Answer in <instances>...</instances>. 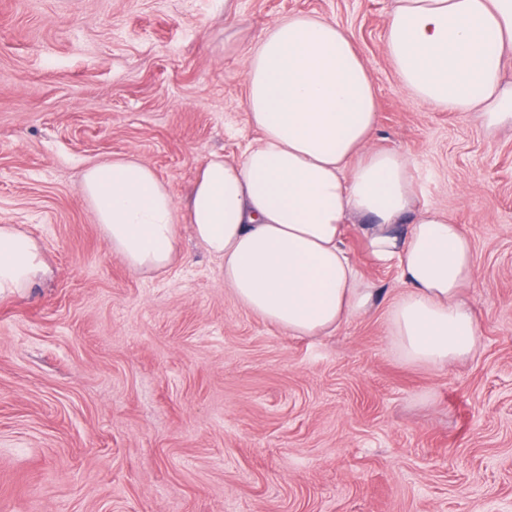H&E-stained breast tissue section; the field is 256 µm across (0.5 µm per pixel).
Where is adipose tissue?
<instances>
[{
  "label": "adipose tissue",
  "mask_w": 512,
  "mask_h": 512,
  "mask_svg": "<svg viewBox=\"0 0 512 512\" xmlns=\"http://www.w3.org/2000/svg\"><path fill=\"white\" fill-rule=\"evenodd\" d=\"M384 48L413 98L490 134L512 129L502 76L512 0H398ZM244 76L259 137L235 159L209 153L186 208L136 157L85 169L80 196L113 253L131 273L166 271L189 225L244 307L289 335L323 336L382 304L345 248L353 228L398 269L400 288L382 305L402 359L442 367L471 355V240L438 208L417 206L408 157L373 148L376 94L350 30L317 14L274 22ZM43 267L32 238L0 225V295L29 287Z\"/></svg>",
  "instance_id": "ef3b65f1"
}]
</instances>
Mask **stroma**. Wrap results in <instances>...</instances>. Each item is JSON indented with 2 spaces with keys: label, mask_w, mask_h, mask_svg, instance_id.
I'll list each match as a JSON object with an SVG mask.
<instances>
[{
  "label": "stroma",
  "mask_w": 512,
  "mask_h": 512,
  "mask_svg": "<svg viewBox=\"0 0 512 512\" xmlns=\"http://www.w3.org/2000/svg\"><path fill=\"white\" fill-rule=\"evenodd\" d=\"M395 0H0V225L45 270L0 296V512H512V129L412 98L384 50ZM348 27L373 81L374 145L473 243L470 357L404 362L384 308L327 336L241 306L183 235L131 274L82 201L133 155L185 204L204 157L256 137L245 63L268 25ZM392 298L395 267L349 234Z\"/></svg>",
  "instance_id": "stroma-1"
}]
</instances>
